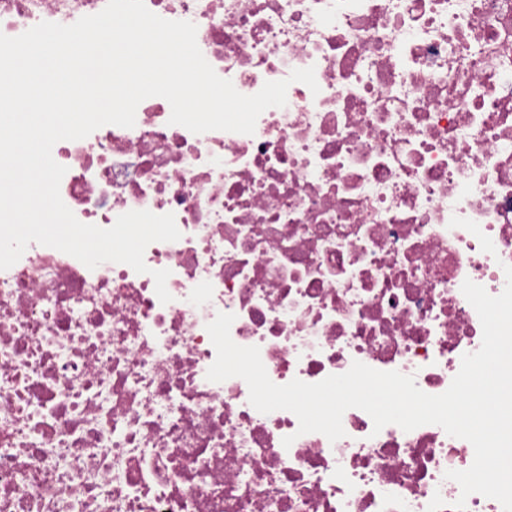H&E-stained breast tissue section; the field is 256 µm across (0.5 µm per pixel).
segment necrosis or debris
Returning a JSON list of instances; mask_svg holds the SVG:
<instances>
[{
	"instance_id": "1",
	"label": "necrosis or debris",
	"mask_w": 512,
	"mask_h": 512,
	"mask_svg": "<svg viewBox=\"0 0 512 512\" xmlns=\"http://www.w3.org/2000/svg\"><path fill=\"white\" fill-rule=\"evenodd\" d=\"M106 4L0 0V33ZM145 4L194 23L241 94L308 67L319 90L290 82L251 135L150 97L133 127L54 145L80 222L170 213L181 236L144 273L35 242L0 270V512H503L447 479L472 445L440 426L351 408L332 442L260 413L243 379L208 380L206 326L234 314L278 385L359 361L449 388L482 343L463 282L499 295L512 265V0Z\"/></svg>"
}]
</instances>
